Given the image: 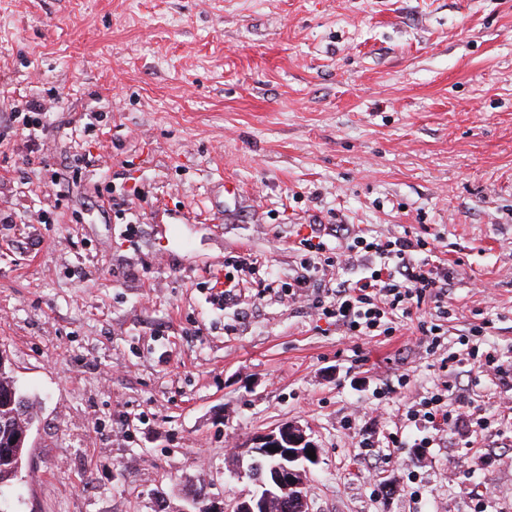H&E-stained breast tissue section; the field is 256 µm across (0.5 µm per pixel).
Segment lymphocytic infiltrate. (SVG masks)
<instances>
[{"label":"lymphocytic infiltrate","instance_id":"f902f5d3","mask_svg":"<svg viewBox=\"0 0 512 512\" xmlns=\"http://www.w3.org/2000/svg\"><path fill=\"white\" fill-rule=\"evenodd\" d=\"M336 238L333 264H341L347 253L373 256L374 264L366 266L355 280L327 284L315 275L317 259L326 252L327 245L307 236L300 241L303 256L295 274L281 286L285 296L309 301L318 319L359 338L395 335L400 317L427 309V316L418 324L427 351H445V363L473 361L494 379L512 381V362L502 361L491 350L476 351L470 344L471 337L484 335L486 323L471 326L458 338L457 350H449L448 291L455 269L435 260L434 238L409 230L400 236L366 237L352 233L344 224L337 225ZM451 390L449 382L438 383L428 397L409 407L407 420L423 423L436 432L445 431L453 419L448 408Z\"/></svg>","mask_w":512,"mask_h":512}]
</instances>
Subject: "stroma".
Here are the masks:
<instances>
[{
    "instance_id": "35a3bbf8",
    "label": "stroma",
    "mask_w": 512,
    "mask_h": 512,
    "mask_svg": "<svg viewBox=\"0 0 512 512\" xmlns=\"http://www.w3.org/2000/svg\"><path fill=\"white\" fill-rule=\"evenodd\" d=\"M0 209V357L37 416L0 512L221 506L285 422L321 450L311 512H512L511 386L442 372L413 318L357 339L250 280L220 298L229 257L282 283L303 237L425 224L449 340L489 319L512 362V0H0ZM443 379L470 418L406 421ZM26 111L27 112H14L15 113L14 120L19 119L22 116V114H24L22 117V120H21V125L23 126L22 132L24 130H26L29 132L28 136H31V132L36 131L37 127H35V126H40V125L43 126L44 124H43L42 118L33 117L30 114H34V115H43L44 114L45 115V114H47L46 113L47 110H46L43 102H41L38 99H31L26 102ZM31 127H34L35 129L31 130Z\"/></svg>"
}]
</instances>
